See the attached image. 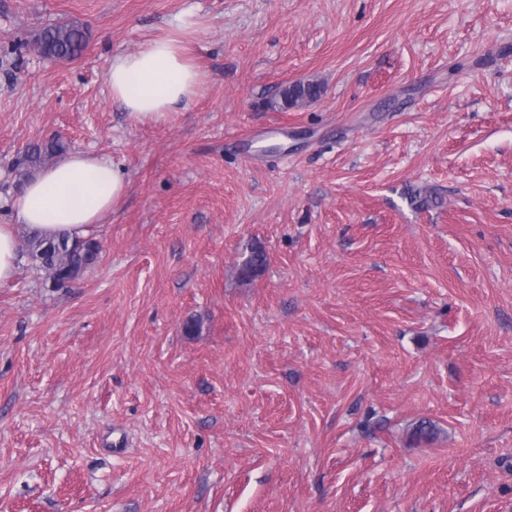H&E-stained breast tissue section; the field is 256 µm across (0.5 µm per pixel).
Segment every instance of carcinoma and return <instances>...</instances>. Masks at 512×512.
Returning a JSON list of instances; mask_svg holds the SVG:
<instances>
[{"mask_svg":"<svg viewBox=\"0 0 512 512\" xmlns=\"http://www.w3.org/2000/svg\"><path fill=\"white\" fill-rule=\"evenodd\" d=\"M88 44V34L83 26L71 22L56 23L40 30L32 47L39 54L56 60L74 61L81 57ZM322 92L321 85L313 82H297L282 91L283 105L303 106L317 100ZM65 149L61 136L53 135L47 141L26 150L17 169L22 176L44 166ZM26 250L36 259V267L45 274L55 273L57 284L78 278L86 269L94 266L99 259V247L86 240L69 241L66 238L52 240L27 239ZM267 256L262 250H254L245 262L243 274L251 275L263 268ZM437 436L436 424L431 420H420L411 429L413 440L429 442Z\"/></svg>","mask_w":512,"mask_h":512,"instance_id":"carcinoma-1","label":"carcinoma"}]
</instances>
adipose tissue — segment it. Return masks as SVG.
<instances>
[{
    "mask_svg": "<svg viewBox=\"0 0 512 512\" xmlns=\"http://www.w3.org/2000/svg\"><path fill=\"white\" fill-rule=\"evenodd\" d=\"M199 23L181 20L170 34L113 57L107 81L114 101L137 122H166L179 106L197 97L203 74L185 41ZM129 187L124 168L103 154L74 152L27 182L11 201L14 223L0 224V283L19 268L18 233L87 236L112 213Z\"/></svg>",
    "mask_w": 512,
    "mask_h": 512,
    "instance_id": "adipose-tissue-1",
    "label": "adipose tissue"
}]
</instances>
